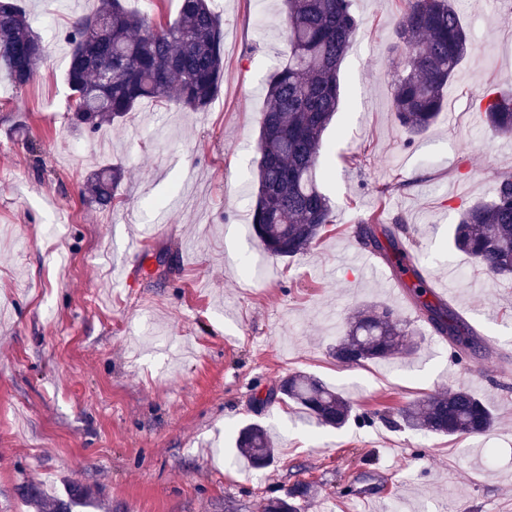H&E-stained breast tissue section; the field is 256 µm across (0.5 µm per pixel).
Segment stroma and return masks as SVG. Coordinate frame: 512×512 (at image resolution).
I'll list each match as a JSON object with an SVG mask.
<instances>
[{"label":"stroma","mask_w":512,"mask_h":512,"mask_svg":"<svg viewBox=\"0 0 512 512\" xmlns=\"http://www.w3.org/2000/svg\"><path fill=\"white\" fill-rule=\"evenodd\" d=\"M455 2L473 43L445 96L457 123L412 139L388 82L401 2L354 0L361 26L320 166L336 222L282 260L251 227L264 87L288 59L280 0H216L224 78L207 111L147 100L95 133L72 125L66 36L98 0H24L50 53L25 87L0 73V512H33L31 484L61 499L80 485L73 512H261L299 481L313 487L303 512H453L460 500L512 512V278H488L450 244L458 210L512 172V139L479 105L512 90V0ZM115 163L117 204L88 203L87 177ZM379 208L415 262L448 277L444 300L478 331V355L450 363L385 262L371 274L354 264L357 229ZM154 224L143 256L128 252ZM364 304L393 308L414 352L336 364L328 350ZM294 372L343 392L363 419L322 428L268 400ZM460 385L491 405L492 432L405 427L400 408ZM250 422L277 450L263 470L235 446Z\"/></svg>","instance_id":"1"}]
</instances>
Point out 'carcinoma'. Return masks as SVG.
<instances>
[{"instance_id":"obj_1","label":"carcinoma","mask_w":512,"mask_h":512,"mask_svg":"<svg viewBox=\"0 0 512 512\" xmlns=\"http://www.w3.org/2000/svg\"><path fill=\"white\" fill-rule=\"evenodd\" d=\"M393 26L391 49L398 57L389 74L394 121L409 137L424 134L438 119L445 91L467 57L471 39L454 0H401ZM352 0H284L288 62L267 81V107L260 121L252 209L253 231L261 250L288 259L306 253L326 227L335 223L328 196L317 181L318 165L327 152L324 135L341 104L340 66L358 28ZM67 82L73 122L97 130L125 120L145 100L200 112L215 98L224 74L223 27L213 0H180L172 22L151 21L149 14L129 10L123 0H101L92 13L75 19ZM47 57V46L32 29L19 0H0V69L17 86L28 84ZM487 127L512 135V93L484 95ZM124 179L118 165L87 178L88 201L100 206L114 199ZM375 211L359 227L361 240L374 243L381 229L398 259L394 231ZM454 248L468 255L490 278L512 275V173L497 179L493 198L459 210ZM416 282L410 292L426 321L448 336L459 350L477 352V333L430 291L420 268L409 267ZM406 324L385 305H365L347 320L331 349L336 362L359 366L390 361L409 352ZM282 396L299 405L323 426H345L354 404L320 379L293 373L268 398ZM406 426L434 436H482L495 424L491 408L461 386L428 396L400 413ZM238 448L254 467L273 462L275 448L267 429L244 426ZM311 486L298 482L284 496L264 500L262 512H302ZM37 512H72L71 502L48 500L34 488L25 493Z\"/></svg>"}]
</instances>
